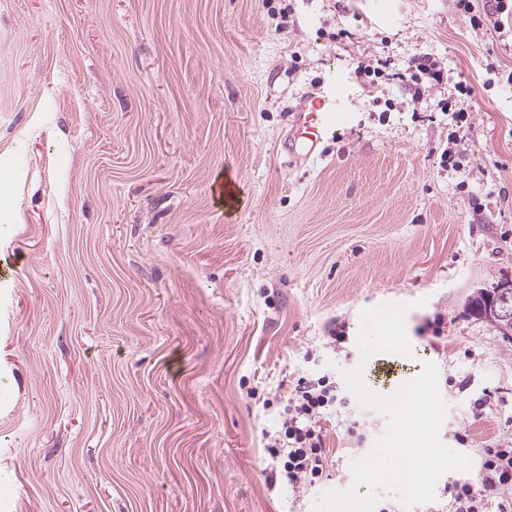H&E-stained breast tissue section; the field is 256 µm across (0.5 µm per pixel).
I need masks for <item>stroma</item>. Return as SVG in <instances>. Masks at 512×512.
Listing matches in <instances>:
<instances>
[{"instance_id":"stroma-1","label":"stroma","mask_w":512,"mask_h":512,"mask_svg":"<svg viewBox=\"0 0 512 512\" xmlns=\"http://www.w3.org/2000/svg\"><path fill=\"white\" fill-rule=\"evenodd\" d=\"M425 54L444 79L415 102ZM511 74L455 0H0V512H312L387 418L330 410L299 492L269 484L279 401L341 381L385 302L472 460L408 512H448L512 438V341L467 308L512 278ZM324 94L343 122L311 153L293 114Z\"/></svg>"}]
</instances>
